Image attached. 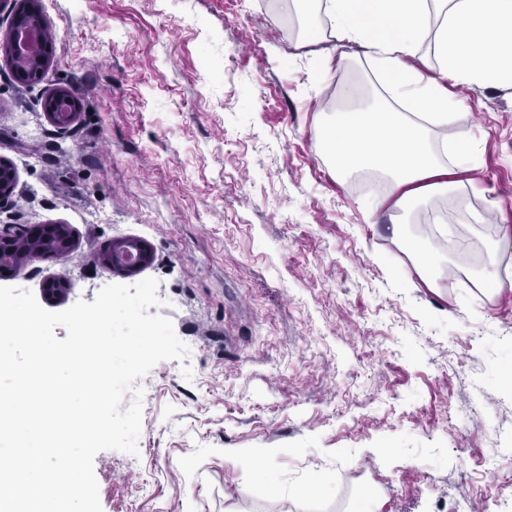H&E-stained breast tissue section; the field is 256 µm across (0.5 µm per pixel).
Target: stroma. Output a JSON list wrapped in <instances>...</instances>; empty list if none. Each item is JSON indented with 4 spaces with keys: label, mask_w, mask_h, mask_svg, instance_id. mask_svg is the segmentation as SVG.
<instances>
[{
    "label": "stroma",
    "mask_w": 512,
    "mask_h": 512,
    "mask_svg": "<svg viewBox=\"0 0 512 512\" xmlns=\"http://www.w3.org/2000/svg\"><path fill=\"white\" fill-rule=\"evenodd\" d=\"M273 4L36 0L51 48L24 83L0 0V158L16 174L0 235L63 224L73 240L0 285L61 311L152 277L189 348L136 382L138 456L97 454L102 512H351L342 474L358 467L378 512H488L476 461L512 457V288L428 284L391 211L367 223L383 193L337 177L324 130L345 88L385 90L361 55L318 80L329 41L301 11L285 33ZM61 90L78 102L64 128L45 108ZM459 94L478 166L413 207L404 236L443 226L451 251L458 229L485 245L486 225H512V87ZM126 240L152 252L132 274L107 253ZM51 283L66 287L55 301ZM228 448L275 449L263 490L244 493L254 477Z\"/></svg>",
    "instance_id": "1"
}]
</instances>
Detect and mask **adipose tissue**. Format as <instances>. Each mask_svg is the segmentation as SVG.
I'll return each mask as SVG.
<instances>
[{"instance_id":"obj_1","label":"adipose tissue","mask_w":512,"mask_h":512,"mask_svg":"<svg viewBox=\"0 0 512 512\" xmlns=\"http://www.w3.org/2000/svg\"><path fill=\"white\" fill-rule=\"evenodd\" d=\"M313 25L337 45L364 48L386 96L336 113L325 141L337 176L382 175L395 208L455 191L473 143L443 138L465 103L449 86L512 85V0H320Z\"/></svg>"}]
</instances>
